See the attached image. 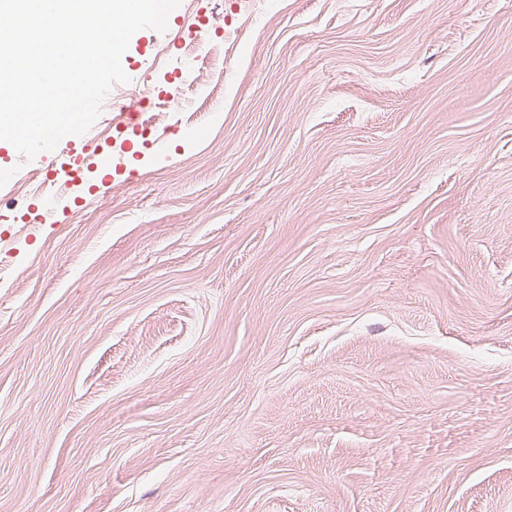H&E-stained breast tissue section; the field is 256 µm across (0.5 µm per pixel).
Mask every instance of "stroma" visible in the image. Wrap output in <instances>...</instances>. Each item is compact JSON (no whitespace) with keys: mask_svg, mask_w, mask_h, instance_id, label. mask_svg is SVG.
<instances>
[{"mask_svg":"<svg viewBox=\"0 0 512 512\" xmlns=\"http://www.w3.org/2000/svg\"><path fill=\"white\" fill-rule=\"evenodd\" d=\"M237 2L37 235L0 140V512H512V0Z\"/></svg>","mask_w":512,"mask_h":512,"instance_id":"35a3bbf8","label":"stroma"}]
</instances>
